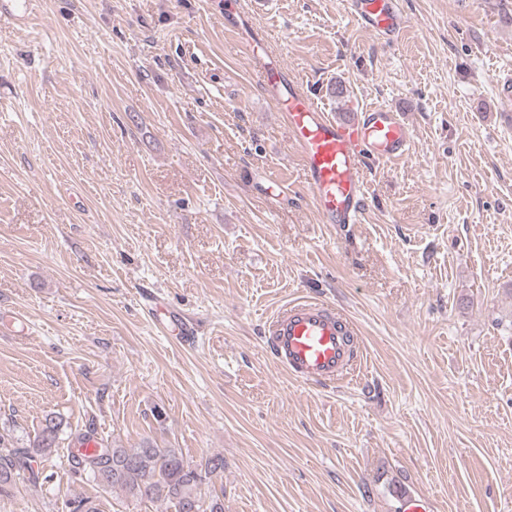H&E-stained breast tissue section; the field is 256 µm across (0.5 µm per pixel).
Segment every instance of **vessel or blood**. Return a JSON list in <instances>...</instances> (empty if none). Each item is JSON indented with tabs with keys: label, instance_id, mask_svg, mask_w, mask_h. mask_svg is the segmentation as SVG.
Masks as SVG:
<instances>
[{
	"label": "vessel or blood",
	"instance_id": "obj_1",
	"mask_svg": "<svg viewBox=\"0 0 512 512\" xmlns=\"http://www.w3.org/2000/svg\"><path fill=\"white\" fill-rule=\"evenodd\" d=\"M344 6L368 33L391 43L406 24L399 0H344ZM33 10V0H0L1 18L25 21ZM236 35L263 91L283 116L322 222L358 223L367 198V164L408 155L410 140L401 112L370 106L352 119H334L289 78L263 34L240 26ZM265 337L276 363L301 381L326 386L354 370L352 324L325 303L288 302L266 325Z\"/></svg>",
	"mask_w": 512,
	"mask_h": 512
}]
</instances>
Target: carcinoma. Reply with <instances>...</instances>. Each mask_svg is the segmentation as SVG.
<instances>
[{
	"label": "carcinoma",
	"instance_id": "1",
	"mask_svg": "<svg viewBox=\"0 0 512 512\" xmlns=\"http://www.w3.org/2000/svg\"><path fill=\"white\" fill-rule=\"evenodd\" d=\"M60 423L48 415L32 443L0 453V493L12 486L16 472L30 473L38 483L32 463L57 447ZM74 472L85 474L98 486L117 488L136 500H167L175 512H224L216 489L202 491L208 476L224 470V457L215 454L205 467L187 461L177 448H154L142 445L134 448L101 446L92 455H71Z\"/></svg>",
	"mask_w": 512,
	"mask_h": 512
}]
</instances>
